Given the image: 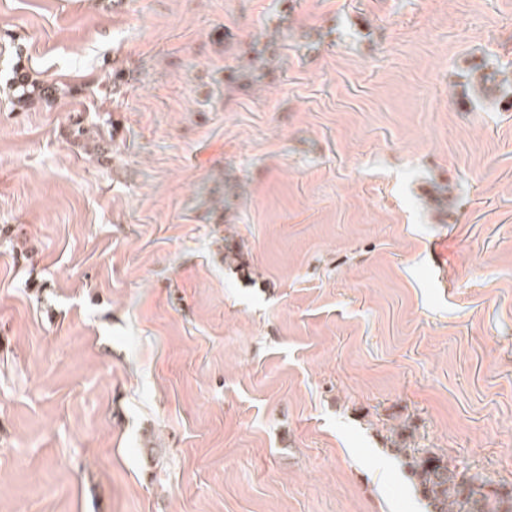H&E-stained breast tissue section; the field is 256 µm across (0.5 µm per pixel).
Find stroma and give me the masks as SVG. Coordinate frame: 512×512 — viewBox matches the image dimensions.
Instances as JSON below:
<instances>
[{
	"label": "stroma",
	"instance_id": "35a3bbf8",
	"mask_svg": "<svg viewBox=\"0 0 512 512\" xmlns=\"http://www.w3.org/2000/svg\"><path fill=\"white\" fill-rule=\"evenodd\" d=\"M403 440L512 485V0H0V512H424ZM14 93L17 100L20 102H31L35 100L46 101L50 99L52 91L44 87L40 82L29 79L28 76L22 75L16 77V82L13 84Z\"/></svg>",
	"mask_w": 512,
	"mask_h": 512
}]
</instances>
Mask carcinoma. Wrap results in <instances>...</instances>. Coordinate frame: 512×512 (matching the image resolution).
<instances>
[{
    "label": "carcinoma",
    "instance_id": "carcinoma-1",
    "mask_svg": "<svg viewBox=\"0 0 512 512\" xmlns=\"http://www.w3.org/2000/svg\"><path fill=\"white\" fill-rule=\"evenodd\" d=\"M14 93L17 100L31 102L50 99L52 91L22 75L16 77ZM394 452L403 459L428 512H512V488L496 485L490 476L450 465L429 449L403 445Z\"/></svg>",
    "mask_w": 512,
    "mask_h": 512
}]
</instances>
